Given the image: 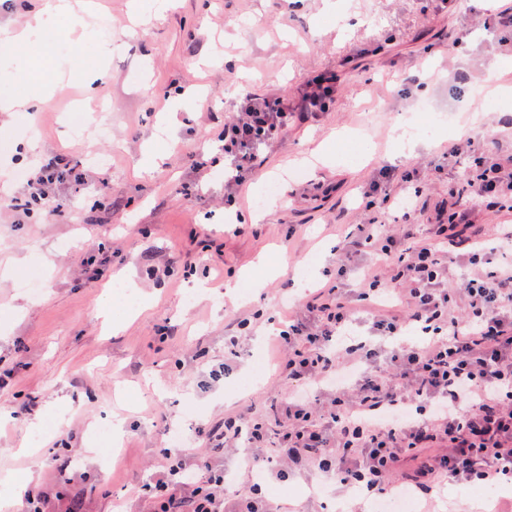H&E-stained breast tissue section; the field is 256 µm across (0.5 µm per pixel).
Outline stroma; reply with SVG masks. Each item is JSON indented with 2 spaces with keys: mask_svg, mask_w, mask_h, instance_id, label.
Here are the masks:
<instances>
[{
  "mask_svg": "<svg viewBox=\"0 0 512 512\" xmlns=\"http://www.w3.org/2000/svg\"><path fill=\"white\" fill-rule=\"evenodd\" d=\"M95 2V12L76 6L49 21L53 43L33 31L26 49H0V99L57 75L36 107L0 112V370L12 373L0 409L12 415L28 404L43 420L35 442L28 419L0 423V473L35 490L66 488L74 512H147L137 488L153 477L170 429L249 488L238 454L210 452L198 430L228 414L275 423L271 405L288 382L260 365L279 357L270 320L284 315L280 297L333 279L339 236L374 217L360 209L359 191L377 169L424 167L448 144L512 120V111L473 100L474 89L512 86V42L477 27L468 47H456L460 21L481 15V0H347L345 31L322 0H180L173 10L160 0ZM421 65L436 77L418 87L409 75ZM89 70L102 73L91 92ZM329 71L339 82L328 111L258 155L240 192L241 231L226 229L222 154L208 156L211 180L187 191L203 147L237 110L226 89L293 103L309 77ZM76 107L79 139L66 120ZM434 111L446 121L431 146L394 156L397 117L421 127ZM25 140L43 156L72 154L105 197L92 202L64 181L54 192L70 197L66 216L15 217L10 199L23 184L14 171L27 166L16 147ZM152 140L169 157L141 178ZM463 170L450 165L424 181L416 223H434ZM272 181L277 197L257 206ZM267 253L276 273L244 278ZM117 274L148 299L118 332L109 318L128 302L112 299ZM244 317L252 329L239 357L225 361L224 339ZM222 362L223 379L212 381ZM106 419L125 422L110 447L97 437ZM320 481L292 475L266 489L284 512H332L345 490L317 494Z\"/></svg>",
  "mask_w": 512,
  "mask_h": 512,
  "instance_id": "obj_1",
  "label": "stroma"
}]
</instances>
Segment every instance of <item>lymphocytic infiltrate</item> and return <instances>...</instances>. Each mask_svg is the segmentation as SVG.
Instances as JSON below:
<instances>
[{
    "instance_id": "obj_1",
    "label": "lymphocytic infiltrate",
    "mask_w": 512,
    "mask_h": 512,
    "mask_svg": "<svg viewBox=\"0 0 512 512\" xmlns=\"http://www.w3.org/2000/svg\"><path fill=\"white\" fill-rule=\"evenodd\" d=\"M335 88V74L325 72L295 105L243 94L217 136L225 195L234 196L262 148L326 111ZM463 154L469 165L436 224L411 221L420 170L398 176L384 166L363 187V208L383 210L387 222L348 234L335 279L298 302L276 333L285 350L278 371L292 387L278 406L286 427L228 416L208 432L212 447L244 449L248 492L174 435L142 486L150 512H281L261 482L291 471H317L365 500L402 487L428 494L442 481H512V224L485 228L474 209L481 199L512 212V157L466 140L449 144L428 170ZM71 172L65 156L37 160L29 194L12 199V209L30 213ZM461 260L457 288L448 270ZM322 390L331 395L325 409L317 406ZM408 460L413 468L402 472Z\"/></svg>"
}]
</instances>
